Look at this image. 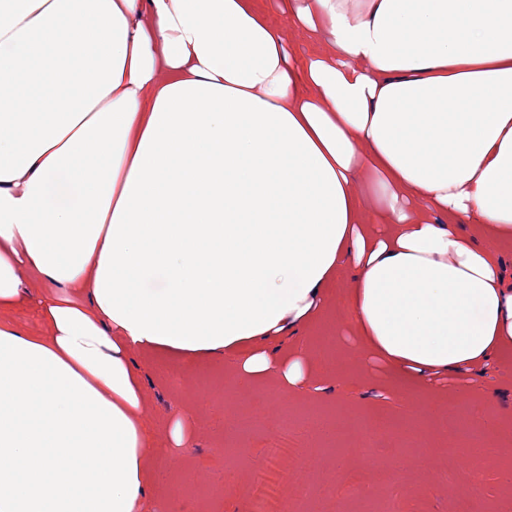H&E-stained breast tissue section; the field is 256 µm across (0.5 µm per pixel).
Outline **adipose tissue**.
<instances>
[{
  "instance_id": "obj_1",
  "label": "adipose tissue",
  "mask_w": 512,
  "mask_h": 512,
  "mask_svg": "<svg viewBox=\"0 0 512 512\" xmlns=\"http://www.w3.org/2000/svg\"><path fill=\"white\" fill-rule=\"evenodd\" d=\"M463 224L512 235V0H0V312L49 329L0 324V512H142L132 353L298 385L262 343L342 272L397 378L486 364L512 285ZM0 322L13 323L31 336H42L47 332L46 327L31 308L1 312Z\"/></svg>"
}]
</instances>
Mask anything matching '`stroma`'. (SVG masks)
Listing matches in <instances>:
<instances>
[{"label":"stroma","mask_w":512,"mask_h":512,"mask_svg":"<svg viewBox=\"0 0 512 512\" xmlns=\"http://www.w3.org/2000/svg\"><path fill=\"white\" fill-rule=\"evenodd\" d=\"M347 279L329 288L333 332L303 329L271 347L280 357L303 354L311 375L296 388L277 377L247 382L238 354L186 364L150 351L134 353L145 404L142 424L152 441L167 439L183 411L193 423L148 487L147 512H164L171 491L180 512H249L250 476L282 434L306 448L309 462H284V495L306 512H378L386 499L405 512H453L472 496L477 512H512V406L487 412L495 394L512 393V348L473 369L465 389L401 385L382 361L363 360L345 302ZM391 480L378 487L376 472ZM477 493H469L470 482ZM369 498L352 502L355 483Z\"/></svg>","instance_id":"obj_1"}]
</instances>
